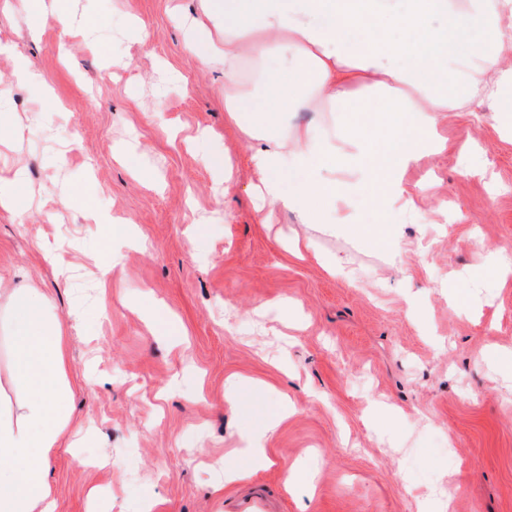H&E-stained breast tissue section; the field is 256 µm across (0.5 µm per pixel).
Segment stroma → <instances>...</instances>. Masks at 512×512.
Masks as SVG:
<instances>
[{"instance_id": "obj_1", "label": "stroma", "mask_w": 512, "mask_h": 512, "mask_svg": "<svg viewBox=\"0 0 512 512\" xmlns=\"http://www.w3.org/2000/svg\"><path fill=\"white\" fill-rule=\"evenodd\" d=\"M97 25L62 36L33 32L27 0H0V141L22 159L26 179L13 209L0 208V277L25 272L51 295L69 351L72 426L92 428L87 450L119 464L109 470L51 461L58 512H86V493L110 487L112 512H137L153 492L154 512H421L426 501L448 512H512V277L468 280L491 257L512 255V90L482 115L475 137L468 116L446 112L449 148L423 157L404 175L431 183L424 217L400 206L347 207L355 224L405 227L403 262L342 231L302 223L279 210L254 221L249 184L252 141L229 126L222 65L202 69L185 47L200 0H69ZM143 21L147 44L132 41L127 21ZM129 56L117 77L103 75L112 55ZM42 85L13 82L18 63ZM292 74L271 55L252 82V103L278 127L315 120L288 112ZM205 140H197L198 130ZM68 147L66 163L53 158ZM226 159L218 184L210 157ZM481 158L485 179H466ZM83 189L112 215L116 241L128 229L144 240L125 249L106 295L84 272L63 278L39 247L64 239L93 256L98 224L69 204ZM204 218V248L187 234ZM308 238L297 256L288 234ZM331 253L348 273L317 261ZM467 284V306L453 311L448 287ZM82 304L85 319L70 314ZM160 303L175 315L183 343L173 346L143 311ZM248 379L237 409L224 393L229 377ZM296 407L266 441L270 467L212 491L208 459L233 464L239 434L279 394ZM398 419L387 430L369 422L374 404ZM310 484L283 486V467Z\"/></svg>"}]
</instances>
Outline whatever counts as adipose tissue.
<instances>
[{"label": "adipose tissue", "mask_w": 512, "mask_h": 512, "mask_svg": "<svg viewBox=\"0 0 512 512\" xmlns=\"http://www.w3.org/2000/svg\"><path fill=\"white\" fill-rule=\"evenodd\" d=\"M30 2L33 31L49 23L65 34L91 26L61 0ZM202 2L186 47L202 65L223 64L228 122L264 140L249 157L253 190L263 201L255 212L259 224L270 223L281 208L315 219L357 189L370 207L398 204L421 213L429 188L407 185L403 174L424 155L447 149L437 131L439 113L490 110L512 89V0H403L398 12L388 0H224L220 15L212 0ZM216 15L223 35L215 41L210 26ZM439 16L462 33L480 25L483 36L448 41L433 26ZM273 50L294 66L289 111L332 112L358 81L367 80L368 90L341 124L318 121L290 134L260 131L243 118L251 93L240 68L246 61L264 64ZM352 172L359 183L348 181ZM341 229L401 261V225L345 223ZM0 312L10 351L0 373V512H57L51 461L63 448L73 466L87 465L82 449L90 440L68 437L66 338L52 297L28 284L0 287ZM291 411L288 400H280L241 433L237 463L215 464L224 484L269 465L265 440Z\"/></svg>", "instance_id": "adipose-tissue-1"}]
</instances>
